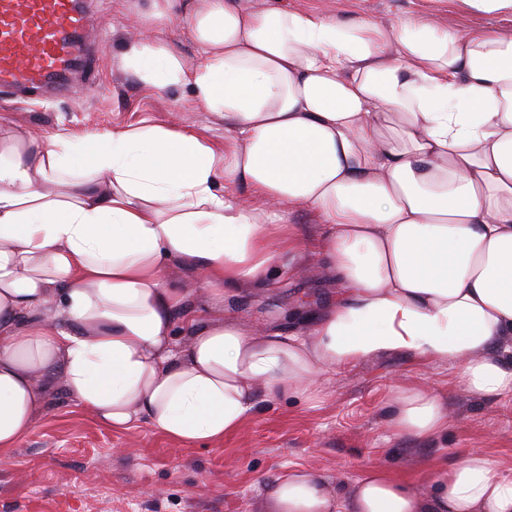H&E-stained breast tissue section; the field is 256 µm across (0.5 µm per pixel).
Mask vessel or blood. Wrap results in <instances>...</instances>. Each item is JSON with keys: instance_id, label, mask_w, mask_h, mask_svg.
Returning a JSON list of instances; mask_svg holds the SVG:
<instances>
[{"instance_id": "vessel-or-blood-1", "label": "vessel or blood", "mask_w": 512, "mask_h": 512, "mask_svg": "<svg viewBox=\"0 0 512 512\" xmlns=\"http://www.w3.org/2000/svg\"><path fill=\"white\" fill-rule=\"evenodd\" d=\"M91 0H0V93L97 92L87 32ZM85 77L72 83L75 69Z\"/></svg>"}]
</instances>
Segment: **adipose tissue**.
<instances>
[{
  "instance_id": "ef3b65f1",
  "label": "adipose tissue",
  "mask_w": 512,
  "mask_h": 512,
  "mask_svg": "<svg viewBox=\"0 0 512 512\" xmlns=\"http://www.w3.org/2000/svg\"><path fill=\"white\" fill-rule=\"evenodd\" d=\"M192 2L202 65L149 43L123 59L151 88L192 84L223 145L155 124L0 131V454L54 384L104 426L185 444L234 433L258 392L303 396L387 354L452 363L472 392L512 400V34ZM286 202L325 225L340 285L304 336L224 312L225 292L297 250ZM175 265L201 276L209 318L165 287ZM389 425L435 435L448 411L403 389ZM266 509L512 512V476L473 450L431 491L371 465L344 496L296 469Z\"/></svg>"
}]
</instances>
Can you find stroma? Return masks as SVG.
Instances as JSON below:
<instances>
[{"mask_svg":"<svg viewBox=\"0 0 512 512\" xmlns=\"http://www.w3.org/2000/svg\"><path fill=\"white\" fill-rule=\"evenodd\" d=\"M256 9L283 5L349 21L387 26L436 15L451 27L512 30V15L471 11L461 0H247ZM89 41H103L102 85L93 97L32 93L17 103L0 98V126L34 136H82L143 123L174 125L224 141L223 117L206 111L186 84L155 91L123 55L134 42L164 46L186 68L203 62L180 6L156 12L152 0H98ZM285 217L305 243L280 257L272 280L226 293L224 309L246 327L305 334L334 302L339 284L315 250L325 228L305 208ZM422 388L448 409L447 428L433 436L395 433L390 413L399 389ZM476 449L512 475V401L468 390L447 362L400 353L323 376L315 395L259 401L256 412L216 443L186 445L142 424L112 430L63 393L50 392L34 431L0 456V512H264L273 480L298 467L346 494L365 466L378 464L416 487H430L436 469Z\"/></svg>","mask_w":512,"mask_h":512,"instance_id":"1","label":"stroma"}]
</instances>
